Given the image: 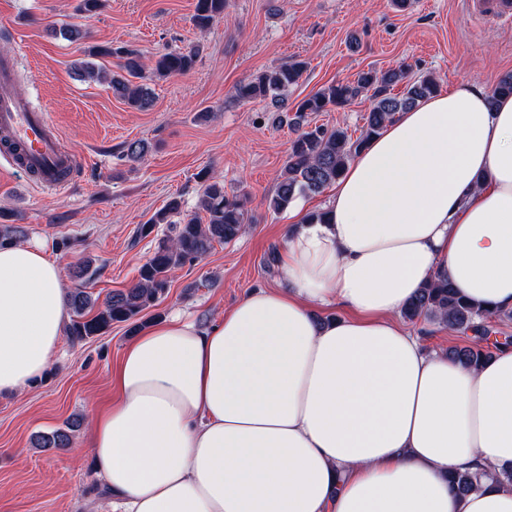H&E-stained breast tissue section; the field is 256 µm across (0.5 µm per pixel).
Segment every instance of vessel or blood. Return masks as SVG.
I'll list each match as a JSON object with an SVG mask.
<instances>
[{
    "instance_id": "vessel-or-blood-1",
    "label": "vessel or blood",
    "mask_w": 512,
    "mask_h": 512,
    "mask_svg": "<svg viewBox=\"0 0 512 512\" xmlns=\"http://www.w3.org/2000/svg\"><path fill=\"white\" fill-rule=\"evenodd\" d=\"M481 21L501 24L512 21V0H485L478 12ZM0 138L8 146L0 150V163L15 170L31 173L32 184L61 194L71 185V176L80 166L81 158L66 149L56 123L49 113L33 109L14 91V64L0 59ZM23 149V160H16L10 145Z\"/></svg>"
}]
</instances>
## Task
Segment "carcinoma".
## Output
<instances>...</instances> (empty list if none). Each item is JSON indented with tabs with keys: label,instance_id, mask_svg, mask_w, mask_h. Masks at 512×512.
I'll return each mask as SVG.
<instances>
[{
	"label": "carcinoma",
	"instance_id": "1",
	"mask_svg": "<svg viewBox=\"0 0 512 512\" xmlns=\"http://www.w3.org/2000/svg\"><path fill=\"white\" fill-rule=\"evenodd\" d=\"M228 0H196L194 23L205 31L224 16ZM90 60L81 62V75L93 80L106 81L115 96L131 107L144 111L153 102L152 93L145 84L144 64L140 54L128 47L97 45L88 48ZM118 59L117 71L109 73L97 68L95 58ZM196 61V51L173 50L158 57L153 73L158 78L188 73ZM305 63L296 61L255 75L235 88V96L242 101H272L286 98L288 89L297 84ZM402 94L393 93L395 87ZM438 84L434 77L421 73L411 75V66L405 63L385 71L369 69L358 74L352 82L330 84L302 100L292 119L295 137L290 142L288 158L275 192L267 198L269 210L280 213L293 206L296 200L311 193H320L336 183L349 160L373 137L379 135L395 116L417 102L434 95ZM372 92L374 104L365 118L359 137L352 138L341 127L328 129L311 126L306 117L310 112H326L331 108L343 109L364 92ZM202 194L199 208L206 219L181 213L182 203L174 197L155 212L141 231L151 234L158 224L171 226V234L162 239L152 257L141 266L139 279L131 287L112 293L103 304L84 288L68 295L72 319L66 328L71 341H83L103 334L114 323H125L129 331L139 328V316L157 306L169 287L170 273L186 264L203 259L214 244H226L237 239L248 222L246 194L230 195L224 189V179L202 171L197 175ZM25 237V230L16 224H0V246L15 244ZM403 318L413 322L419 318L434 320L452 330H472L484 334V323L501 317H512V312L491 311L464 298L448 280L442 278L420 288L401 309ZM490 356L486 346L468 345L448 350V358L470 367L479 365ZM80 426L72 419L65 427L35 436L38 448H67L71 432ZM483 474L469 470H456L448 474V483L455 493L465 496L479 488Z\"/></svg>",
	"mask_w": 512,
	"mask_h": 512
}]
</instances>
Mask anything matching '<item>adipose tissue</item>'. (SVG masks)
<instances>
[{"mask_svg":"<svg viewBox=\"0 0 512 512\" xmlns=\"http://www.w3.org/2000/svg\"><path fill=\"white\" fill-rule=\"evenodd\" d=\"M327 211L293 224L278 286L125 347L89 436L123 512H512L510 482L448 485L512 474V347L466 367L399 316L439 277L512 311V96L459 82L399 113ZM67 319L45 246L0 248V394L44 376ZM486 475L469 470H456L448 474V483L457 495L466 496L479 488L481 478Z\"/></svg>","mask_w":512,"mask_h":512,"instance_id":"1","label":"adipose tissue"}]
</instances>
